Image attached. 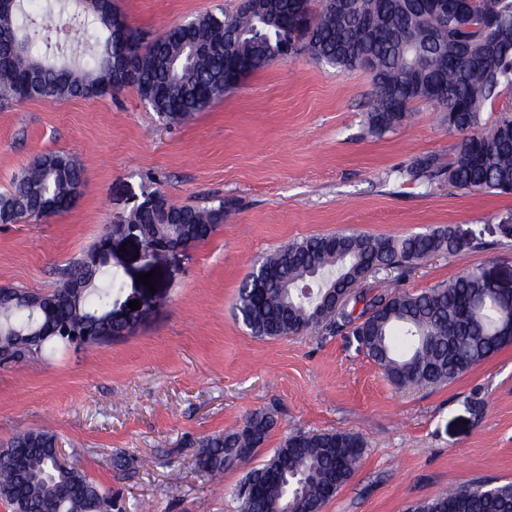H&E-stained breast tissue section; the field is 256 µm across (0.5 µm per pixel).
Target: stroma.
Here are the masks:
<instances>
[{
  "instance_id": "stroma-1",
  "label": "stroma",
  "mask_w": 512,
  "mask_h": 512,
  "mask_svg": "<svg viewBox=\"0 0 512 512\" xmlns=\"http://www.w3.org/2000/svg\"><path fill=\"white\" fill-rule=\"evenodd\" d=\"M115 5L149 40L199 15L235 13L239 0ZM372 90L362 70L301 55L172 125L131 85L102 97L0 103V194L50 153L70 156L83 179L71 209L0 224V287L52 292L59 269L150 193L224 206L211 237L162 262L139 241L114 243L113 299L145 300L142 318L106 344L0 365V445L23 428L52 429L124 512H240L246 473L298 431L341 430L365 445L324 512H405L475 478L512 481V345L446 385L399 389L343 334L261 339L234 317L256 259L344 230L399 238L449 225L463 235L456 255H436L397 282L372 274L368 288L415 293L472 269L512 285V236L502 230L512 225V195L405 177L416 158L447 161L461 137L426 102L413 104L406 125L372 135L364 119ZM151 271L152 289L137 280ZM261 410L275 425L254 456L214 480L196 469L203 439ZM118 452L132 458L133 476L113 471Z\"/></svg>"
}]
</instances>
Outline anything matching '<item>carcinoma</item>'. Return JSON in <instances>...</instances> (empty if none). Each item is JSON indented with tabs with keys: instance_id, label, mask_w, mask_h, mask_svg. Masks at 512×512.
I'll return each instance as SVG.
<instances>
[{
	"instance_id": "carcinoma-1",
	"label": "carcinoma",
	"mask_w": 512,
	"mask_h": 512,
	"mask_svg": "<svg viewBox=\"0 0 512 512\" xmlns=\"http://www.w3.org/2000/svg\"><path fill=\"white\" fill-rule=\"evenodd\" d=\"M88 17L86 39L103 38L102 51L73 67L55 60L51 33L56 4L0 14V98H91L126 86L112 73L111 16L98 0H73ZM264 21L237 11L208 13L171 27L154 46L135 31L120 50L129 54L140 97L165 123H177L221 97V87L264 68L284 50L308 54L340 70L368 73L374 93L366 124L376 134L397 129L416 102L442 112L448 131L463 135L444 164L414 161L406 175L429 183L512 193V119L487 125L486 109L512 91V0H474L458 11L434 10L423 0H277ZM81 171L68 156L37 158L12 189L0 195V217L30 206L41 216L69 209L80 194ZM224 221V203L175 204L160 193L121 219L137 224L141 243L156 259L176 241L192 247ZM100 239L61 272L49 294L12 288L0 299V321L25 323L32 336L0 329V364L30 360L46 349L106 343L123 325L112 320V269L96 261ZM463 242L451 226L402 238L365 233L320 234L284 244L258 262L238 292L236 309L256 337L277 338L317 326L343 332L396 387L441 386L512 343V304L486 287L479 271L418 293L366 289L341 306L330 289L379 264L405 275L437 254H457ZM81 282L78 292L73 285ZM273 417L248 415L238 428L207 438L195 455L199 472L216 477L248 459L266 441ZM49 430H24L0 447V500L11 512H112V491L76 464L61 465ZM364 443L343 431L288 436L269 460L250 470L236 490L242 512H316L354 474ZM409 512H512V482L476 479L409 508Z\"/></svg>"
}]
</instances>
